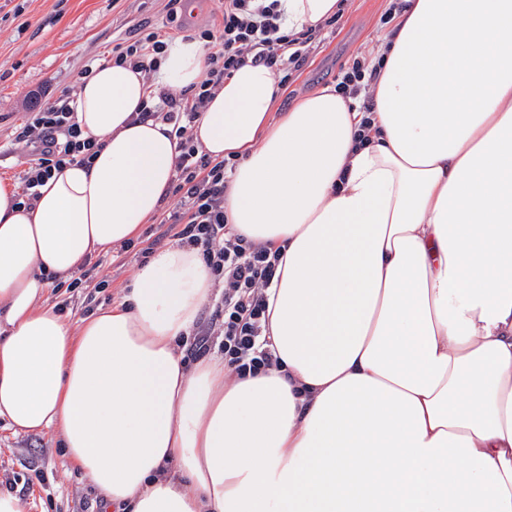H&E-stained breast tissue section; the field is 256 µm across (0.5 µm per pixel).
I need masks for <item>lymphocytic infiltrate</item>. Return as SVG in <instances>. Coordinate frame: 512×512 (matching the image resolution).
<instances>
[{"instance_id": "f902f5d3", "label": "lymphocytic infiltrate", "mask_w": 512, "mask_h": 512, "mask_svg": "<svg viewBox=\"0 0 512 512\" xmlns=\"http://www.w3.org/2000/svg\"><path fill=\"white\" fill-rule=\"evenodd\" d=\"M182 0H167L169 23L154 27L144 22L130 40L113 45L112 60L135 69L153 71L158 57L171 39L170 22L176 21ZM221 10L211 28L199 38L207 51L208 65L196 87L180 93L160 88L151 91L139 113L140 119H158L171 125L177 140L175 159V207L164 211L159 223L175 225L176 244L196 248L210 266L214 285L221 293L206 327L196 330L191 360H199L219 347L224 364L232 373L255 375L278 363L266 337L268 302L266 290L276 274L280 254L237 233L224 215V193L236 158L217 160L200 152L191 131L212 93L245 64L272 69L279 87H287L310 54L324 40L321 30L298 33L282 26L280 0H220ZM376 68L366 53H357L342 69L337 91L357 100L366 117L361 122L360 140L370 138L373 109L369 93ZM32 147L34 159L21 179L20 204L31 207L36 189L52 173L77 157L91 159L94 140L82 138L66 98L47 103L28 113L16 137Z\"/></svg>"}]
</instances>
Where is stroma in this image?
<instances>
[{"label": "stroma", "instance_id": "1", "mask_svg": "<svg viewBox=\"0 0 512 512\" xmlns=\"http://www.w3.org/2000/svg\"><path fill=\"white\" fill-rule=\"evenodd\" d=\"M391 0H348V7L296 72L290 91L278 92L277 109L335 86L342 67L360 51H377L387 31ZM167 21L164 0H0V177L19 179L28 151L15 137L35 104L74 89L75 74L109 55L113 43L132 37L139 21ZM135 250L101 256L86 266L78 289L48 286L44 303L79 320L116 302L139 269ZM108 288H99L100 280ZM12 487L27 512H100V497L86 475L66 463L54 433L13 434L0 422V488Z\"/></svg>", "mask_w": 512, "mask_h": 512}]
</instances>
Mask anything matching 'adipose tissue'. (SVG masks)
<instances>
[{"label": "adipose tissue", "instance_id": "obj_1", "mask_svg": "<svg viewBox=\"0 0 512 512\" xmlns=\"http://www.w3.org/2000/svg\"><path fill=\"white\" fill-rule=\"evenodd\" d=\"M371 85L374 134L325 87L276 115L271 69L225 79L193 128L237 157L224 214L280 250L279 364L243 377L179 350L213 293L168 246L78 324L41 298L137 239L171 195L176 143L151 89L201 80V41L152 73L101 60L71 106L92 163L33 208L0 179V419L54 431L119 512H512V0H406ZM292 33L339 0H281Z\"/></svg>", "mask_w": 512, "mask_h": 512}]
</instances>
